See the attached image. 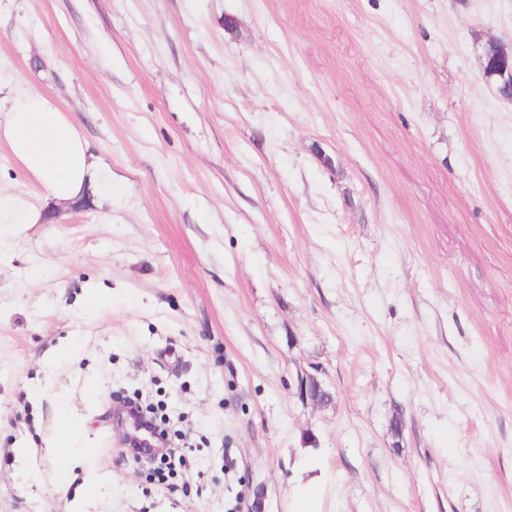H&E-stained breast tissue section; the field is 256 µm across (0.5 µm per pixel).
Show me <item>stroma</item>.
I'll return each instance as SVG.
<instances>
[{
	"label": "stroma",
	"mask_w": 512,
	"mask_h": 512,
	"mask_svg": "<svg viewBox=\"0 0 512 512\" xmlns=\"http://www.w3.org/2000/svg\"><path fill=\"white\" fill-rule=\"evenodd\" d=\"M493 39L512 0H0V122L41 93L92 162L61 204L0 140L46 216L0 223V512H290L307 468L320 512H512ZM135 392L182 434L164 486ZM317 374L305 371L297 376L295 385L299 399L312 405H325L332 401V394ZM128 416L130 418V426L133 431V433L131 434V438L134 440L135 444L138 445V448L133 450L135 452V459L140 460L139 456L136 454L145 456L147 458L146 460H155L156 457L160 456V463L163 464L167 460V454L169 455V457L174 456L170 448H151L153 447L151 443L149 446H145L144 443H140L141 438L137 435L139 430H136V425H146V421L138 413L134 414L128 411Z\"/></svg>",
	"instance_id": "obj_1"
}]
</instances>
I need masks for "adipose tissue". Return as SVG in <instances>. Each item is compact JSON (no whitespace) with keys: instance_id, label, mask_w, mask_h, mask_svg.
Listing matches in <instances>:
<instances>
[{"instance_id":"1","label":"adipose tissue","mask_w":512,"mask_h":512,"mask_svg":"<svg viewBox=\"0 0 512 512\" xmlns=\"http://www.w3.org/2000/svg\"><path fill=\"white\" fill-rule=\"evenodd\" d=\"M0 138L52 199L72 201L84 192L90 169L84 142L45 96L34 92L14 100Z\"/></svg>"}]
</instances>
